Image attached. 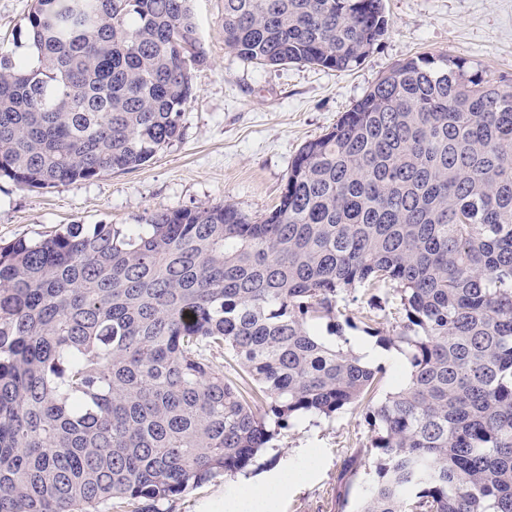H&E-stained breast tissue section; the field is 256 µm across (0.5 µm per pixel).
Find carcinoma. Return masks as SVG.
<instances>
[{
    "label": "carcinoma",
    "instance_id": "1",
    "mask_svg": "<svg viewBox=\"0 0 512 512\" xmlns=\"http://www.w3.org/2000/svg\"><path fill=\"white\" fill-rule=\"evenodd\" d=\"M190 0H32L0 48V177L55 188L181 136L206 52ZM224 49L346 72L382 0H224ZM407 381L375 399L345 303L382 287ZM229 354L233 380L215 360ZM374 427L357 512H512V87L450 55L391 67L294 157L279 204L67 224L0 246V512H143L247 468L302 415ZM32 0H0V46L7 47L20 59L33 55L27 14Z\"/></svg>",
    "mask_w": 512,
    "mask_h": 512
}]
</instances>
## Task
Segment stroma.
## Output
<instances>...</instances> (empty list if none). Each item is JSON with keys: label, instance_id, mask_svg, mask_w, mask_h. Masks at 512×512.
Returning a JSON list of instances; mask_svg holds the SVG:
<instances>
[{"label": "stroma", "instance_id": "35a3bbf8", "mask_svg": "<svg viewBox=\"0 0 512 512\" xmlns=\"http://www.w3.org/2000/svg\"><path fill=\"white\" fill-rule=\"evenodd\" d=\"M32 0H0V46L30 59ZM387 29L357 69L261 66L224 49L223 0H192L205 63L191 65L193 96L181 137L153 160L125 172L49 189L0 178V244L36 239L66 224H138L154 211L219 202L253 217L279 202L302 145L325 134L395 63L423 53L469 59L512 86V0H383ZM363 415L305 417L281 430L243 473L222 476L157 504V512H206L209 503L285 467L301 480L284 491L279 512H353L372 485L360 471L347 498L338 477L348 456L369 447Z\"/></svg>", "mask_w": 512, "mask_h": 512}]
</instances>
